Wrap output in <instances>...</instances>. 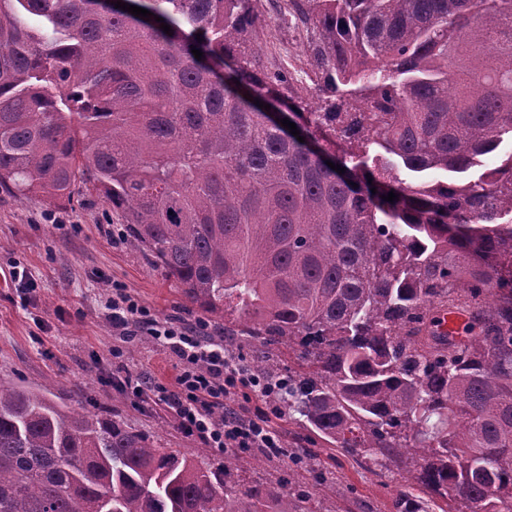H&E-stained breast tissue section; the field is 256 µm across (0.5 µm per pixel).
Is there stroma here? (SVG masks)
Returning <instances> with one entry per match:
<instances>
[{
	"mask_svg": "<svg viewBox=\"0 0 512 512\" xmlns=\"http://www.w3.org/2000/svg\"><path fill=\"white\" fill-rule=\"evenodd\" d=\"M263 11L260 47L267 70L304 79L305 30L286 27L271 6ZM122 227L120 216L95 194L54 207L0 192V382L51 385L65 403L85 404L146 434L158 447L180 449L211 465L235 456L239 474L252 480L274 483L294 475L313 494L316 512H390L411 473L374 470L363 454L307 431L278 400L242 391L224 402L229 413L267 412L284 445L280 455L271 456L257 448L204 447L180 433L160 406L120 387V380L138 375L171 387L179 368L175 356L147 333L124 336L113 328L103 309L113 283L124 285L158 320L202 322L212 336L224 335L223 323L206 317L130 237L119 236ZM15 264L25 266L36 284L26 304L10 276ZM115 347L122 348V357H112Z\"/></svg>",
	"mask_w": 512,
	"mask_h": 512,
	"instance_id": "stroma-1",
	"label": "stroma"
}]
</instances>
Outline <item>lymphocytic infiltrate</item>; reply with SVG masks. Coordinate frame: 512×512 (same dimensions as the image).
<instances>
[{
    "label": "lymphocytic infiltrate",
    "mask_w": 512,
    "mask_h": 512,
    "mask_svg": "<svg viewBox=\"0 0 512 512\" xmlns=\"http://www.w3.org/2000/svg\"><path fill=\"white\" fill-rule=\"evenodd\" d=\"M104 309L114 327L128 335L147 331L181 363L175 387L142 380L138 393L164 406L185 436L208 448H258L269 453L282 446L267 418H240L230 414L215 421L212 412L223 408L225 399L248 389L270 396V384L264 378L239 366L225 348L223 340L203 330L180 323L155 320L150 310L126 292L122 284L112 286V295Z\"/></svg>",
    "instance_id": "lymphocytic-infiltrate-1"
}]
</instances>
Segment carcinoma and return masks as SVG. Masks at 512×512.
Instances as JSON below:
<instances>
[{
	"label": "carcinoma",
	"mask_w": 512,
	"mask_h": 512,
	"mask_svg": "<svg viewBox=\"0 0 512 512\" xmlns=\"http://www.w3.org/2000/svg\"><path fill=\"white\" fill-rule=\"evenodd\" d=\"M114 2L0 0V190L96 192L201 312L291 350L307 428L413 468L391 512H512V153L467 176L512 139V0H286L306 87L267 71L261 0H134L169 35ZM50 394L0 383V512L310 508Z\"/></svg>",
	"instance_id": "1"
}]
</instances>
